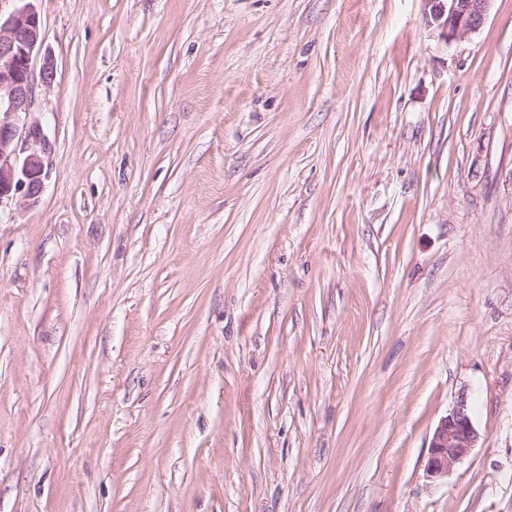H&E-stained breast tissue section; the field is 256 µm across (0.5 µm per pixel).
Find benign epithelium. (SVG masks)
Instances as JSON below:
<instances>
[{"label": "benign epithelium", "instance_id": "benign-epithelium-1", "mask_svg": "<svg viewBox=\"0 0 512 512\" xmlns=\"http://www.w3.org/2000/svg\"><path fill=\"white\" fill-rule=\"evenodd\" d=\"M14 2L10 12H0V204L10 200L31 206L39 202L47 178L42 152L33 148L44 137L37 123L29 124L24 136L20 125L26 123L35 105L32 62L42 47L43 31L34 0ZM422 2L425 17L452 41L477 33L493 0ZM479 439L470 402L462 393L434 429L428 446L427 474L432 478L448 476L477 447Z\"/></svg>", "mask_w": 512, "mask_h": 512}]
</instances>
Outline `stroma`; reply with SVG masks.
Listing matches in <instances>:
<instances>
[{"label":"stroma","mask_w":512,"mask_h":512,"mask_svg":"<svg viewBox=\"0 0 512 512\" xmlns=\"http://www.w3.org/2000/svg\"><path fill=\"white\" fill-rule=\"evenodd\" d=\"M37 7L0 512H512V0ZM494 0H422L424 14L448 41L461 40L483 26ZM479 439L471 418L470 402L467 395L461 393L434 429L428 446L427 474L432 478L448 477L477 447Z\"/></svg>","instance_id":"stroma-1"}]
</instances>
